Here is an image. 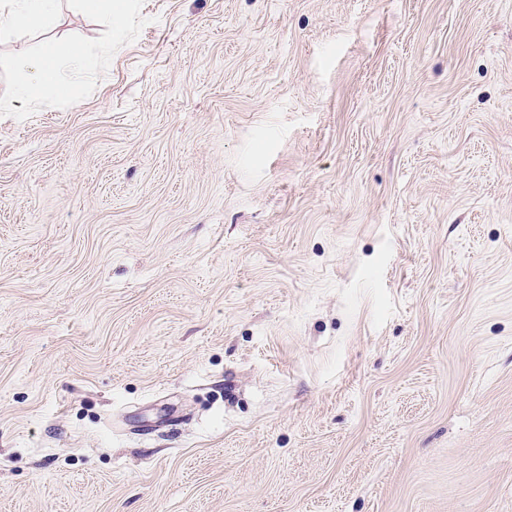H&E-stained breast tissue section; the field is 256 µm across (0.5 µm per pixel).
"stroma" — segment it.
Instances as JSON below:
<instances>
[{
    "label": "stroma",
    "instance_id": "stroma-1",
    "mask_svg": "<svg viewBox=\"0 0 512 512\" xmlns=\"http://www.w3.org/2000/svg\"><path fill=\"white\" fill-rule=\"evenodd\" d=\"M128 7L0 43V512H512V0ZM84 46L79 42L70 43L64 50L60 44L48 39L41 43L37 53L21 61L20 65L28 72L25 97H37L46 86H52L59 94L67 95L70 87L60 77L63 59L73 64H82Z\"/></svg>",
    "mask_w": 512,
    "mask_h": 512
}]
</instances>
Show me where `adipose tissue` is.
I'll use <instances>...</instances> for the list:
<instances>
[{"mask_svg":"<svg viewBox=\"0 0 512 512\" xmlns=\"http://www.w3.org/2000/svg\"><path fill=\"white\" fill-rule=\"evenodd\" d=\"M55 0H11L10 4L0 5V42L8 40L16 32L43 25L54 8ZM84 47L73 42L60 46L48 39L41 43L37 53L23 60L22 66L28 73L25 88L26 97H37L44 87L51 86L59 94L70 91L60 77L63 62L81 63Z\"/></svg>","mask_w":512,"mask_h":512,"instance_id":"adipose-tissue-1","label":"adipose tissue"}]
</instances>
